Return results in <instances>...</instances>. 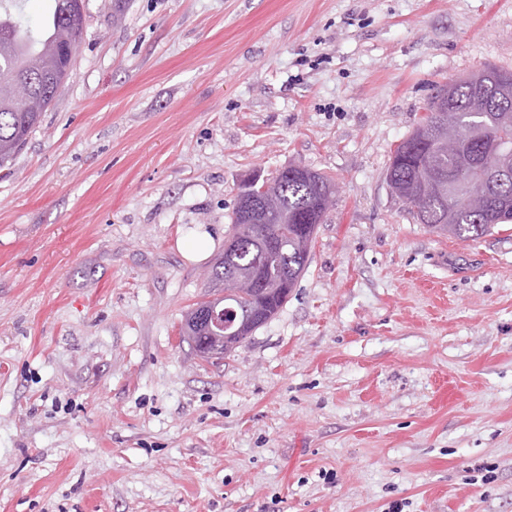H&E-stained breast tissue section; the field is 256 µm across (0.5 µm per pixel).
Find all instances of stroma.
Masks as SVG:
<instances>
[{
  "instance_id": "obj_1",
  "label": "stroma",
  "mask_w": 512,
  "mask_h": 512,
  "mask_svg": "<svg viewBox=\"0 0 512 512\" xmlns=\"http://www.w3.org/2000/svg\"><path fill=\"white\" fill-rule=\"evenodd\" d=\"M489 65L512 0H85L0 168V512H512V224L439 233L385 181ZM291 164L335 205L280 311L203 360L183 316L238 187Z\"/></svg>"
}]
</instances>
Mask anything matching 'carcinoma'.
I'll list each match as a JSON object with an SVG mask.
<instances>
[{
    "label": "carcinoma",
    "instance_id": "obj_1",
    "mask_svg": "<svg viewBox=\"0 0 512 512\" xmlns=\"http://www.w3.org/2000/svg\"><path fill=\"white\" fill-rule=\"evenodd\" d=\"M43 19L31 24L8 7H0V168L23 149L29 134L40 126L43 112L56 98L69 76L73 47L84 23V0H49ZM29 76L37 81L36 95L24 101L14 92L15 81ZM451 114L455 131L464 137L482 129L492 137L512 140V71L487 66L481 71L450 79L426 107L421 124L394 151L386 177L404 196L414 193L423 170L431 169L448 180L464 164L483 196V205L469 199L470 190L457 189L446 197L431 193L420 210H411L420 224L460 239L478 238L499 224L512 223V178L504 183L481 179L486 158L478 145L462 155L443 150L437 137L423 133L425 125L440 130L444 115ZM279 206L288 212V227L268 225L263 236L247 228L261 215L238 208L230 236L237 247L224 250L210 270V281L224 284L247 270L269 283V290L244 300L252 318H228L242 335L220 337L200 327L197 316L186 314L183 333L189 342L224 347L228 353L272 319L288 300L305 270L311 246L309 226L321 218L322 196L335 188L329 177L301 166L277 172Z\"/></svg>",
    "mask_w": 512,
    "mask_h": 512
}]
</instances>
